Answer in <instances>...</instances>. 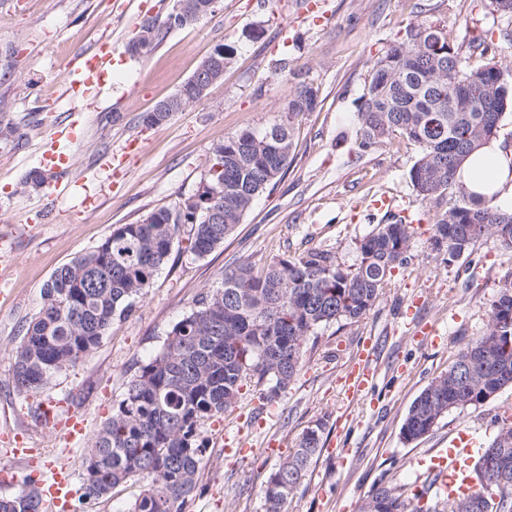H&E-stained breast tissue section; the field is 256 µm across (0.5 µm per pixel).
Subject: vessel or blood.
<instances>
[{
    "label": "vessel or blood",
    "instance_id": "vessel-or-blood-1",
    "mask_svg": "<svg viewBox=\"0 0 512 512\" xmlns=\"http://www.w3.org/2000/svg\"><path fill=\"white\" fill-rule=\"evenodd\" d=\"M111 66V43H101L95 50L83 54L66 67L67 94L76 102L83 104L94 100L106 87ZM77 138L75 124H59L51 136V146L42 153L41 165L56 175L55 180L49 184L48 197L51 202H59L73 189L72 182L65 179L70 169V157L60 152L57 144L63 139L73 142ZM374 352L373 343L364 341L363 350L357 361L341 381L342 393L346 398L359 399L371 388L376 376L373 365ZM473 445L472 435L468 430L461 429L449 447L441 449L430 459H419L418 465L423 479L415 485V492L424 497L434 493L451 502L473 490ZM30 454V449L20 447L19 443L14 442L9 436L0 437L1 471L15 473L17 464ZM73 477V471L67 463L58 460L47 463L38 487L42 502L50 512H63L69 505L74 496Z\"/></svg>",
    "mask_w": 512,
    "mask_h": 512
}]
</instances>
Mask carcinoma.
<instances>
[{
  "mask_svg": "<svg viewBox=\"0 0 512 512\" xmlns=\"http://www.w3.org/2000/svg\"><path fill=\"white\" fill-rule=\"evenodd\" d=\"M211 0H177L194 18L211 12ZM158 36L141 25L128 45L147 54ZM482 64L463 66L440 28L420 23L374 65L357 111L359 147L383 145L399 134L420 153L408 178L435 211L432 249L460 256L489 238L512 260V210L468 191L456 178L463 161L496 138L512 107V74L484 39L472 42ZM317 105L314 88L299 86L288 116ZM292 151L290 124L263 132L244 130L212 150L195 200H179L122 224L93 249L59 267L46 283L38 313L15 348L13 382L20 391L45 387L99 347L114 323L147 295L182 229L199 256L224 244L254 200L275 186ZM413 227L392 214L357 241L358 263L346 268L330 248H312L260 270L241 264L224 271L221 286L199 293L177 321L162 350L127 382L112 418L84 458L83 489L99 500L116 486L139 480L143 489L129 512H185L197 484L205 438L202 426L218 419L244 386L275 393L300 370L308 337L333 322H358L379 297L392 271L410 259ZM487 329L460 352L448 371L414 399L401 426L404 440L419 439L453 409L476 406L512 385V271L497 285ZM323 424L306 428L296 448L263 484L265 512H283L322 450ZM476 488L452 503V512H476L485 497H498L495 512H512V419L481 449L473 467ZM422 510L401 489L380 485L361 512ZM0 512H42L31 488L0 498Z\"/></svg>",
  "mask_w": 512,
  "mask_h": 512,
  "instance_id": "1",
  "label": "carcinoma"
}]
</instances>
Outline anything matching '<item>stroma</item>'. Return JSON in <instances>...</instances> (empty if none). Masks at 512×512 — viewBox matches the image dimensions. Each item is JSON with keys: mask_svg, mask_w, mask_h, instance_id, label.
<instances>
[{"mask_svg": "<svg viewBox=\"0 0 512 512\" xmlns=\"http://www.w3.org/2000/svg\"><path fill=\"white\" fill-rule=\"evenodd\" d=\"M175 0H0V432L17 434L44 459L66 443L56 420L74 412L89 434L112 416L137 367L161 350L193 299L216 286L225 270L268 263L314 247L333 249L356 264L355 242L378 224L373 203L395 200L412 221L407 264L393 276L358 323L331 324L307 341L303 366L285 391L267 397L247 387L222 419L206 422L208 443L186 512H264L262 483L308 427L325 422L323 449L286 512H360L379 484L408 485L416 459L447 447L459 428L478 445L491 443L502 413L512 414V386L477 406L450 411L425 437L408 443L401 426L413 400L483 333L496 284L512 264L496 242L443 262L431 249L432 213L416 197L408 171L419 147L402 137L362 150L356 112L374 63L413 24L440 25L465 66L479 65L469 44L492 43L512 70V16L490 0H219L214 13L187 26L164 29ZM163 30L147 55L128 43L145 20ZM111 40L109 90L92 109L65 94L63 65ZM237 53L200 101L150 126L146 113L189 80L219 44ZM288 58L292 73L276 74ZM317 92L314 110L291 117L288 101L299 84ZM290 120L291 161L273 192L259 196L223 245L196 255L187 234L155 276L132 313L115 321L100 346L56 374L37 393L13 384L14 352L24 325L38 311L53 272L92 250L113 229L194 194L213 147L243 130ZM77 122L71 145L77 185L67 202L45 210L46 189L26 186L57 122ZM436 326V337L406 338V310ZM376 341L377 377L366 395L349 400L336 379L367 337ZM244 432L252 447L243 459L226 454L220 438ZM349 456L338 461L333 448ZM72 512H127L139 494L129 481L110 496L85 501L75 484Z\"/></svg>", "mask_w": 512, "mask_h": 512, "instance_id": "stroma-1", "label": "stroma"}]
</instances>
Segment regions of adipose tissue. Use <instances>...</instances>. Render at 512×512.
Wrapping results in <instances>:
<instances>
[{
    "mask_svg": "<svg viewBox=\"0 0 512 512\" xmlns=\"http://www.w3.org/2000/svg\"><path fill=\"white\" fill-rule=\"evenodd\" d=\"M457 178L480 195L512 194V150L503 149L500 140H493L462 163Z\"/></svg>",
    "mask_w": 512,
    "mask_h": 512,
    "instance_id": "1",
    "label": "adipose tissue"
}]
</instances>
